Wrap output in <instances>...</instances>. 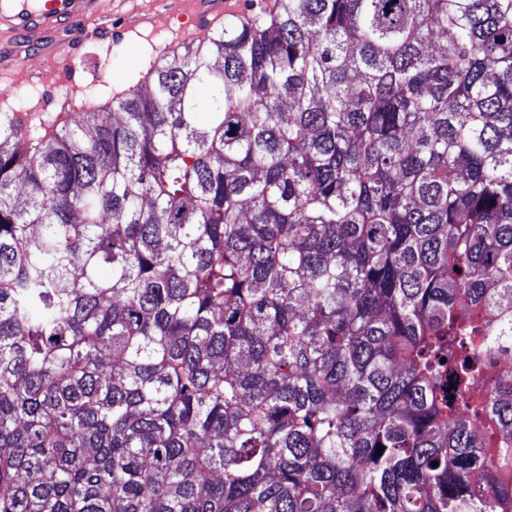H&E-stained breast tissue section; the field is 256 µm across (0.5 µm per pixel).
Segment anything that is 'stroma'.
Wrapping results in <instances>:
<instances>
[{"mask_svg":"<svg viewBox=\"0 0 512 512\" xmlns=\"http://www.w3.org/2000/svg\"><path fill=\"white\" fill-rule=\"evenodd\" d=\"M183 9L182 0H105L99 15L75 25L66 51L55 58L17 55L16 67L24 75L0 80V105L31 88L39 96L35 120L64 115L71 93L58 72L69 65L77 70L81 91L105 97L128 88L171 43Z\"/></svg>","mask_w":512,"mask_h":512,"instance_id":"stroma-1","label":"stroma"}]
</instances>
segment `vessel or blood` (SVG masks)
I'll list each match as a JSON object with an SVG mask.
<instances>
[{
  "label": "vessel or blood",
  "instance_id": "obj_1",
  "mask_svg": "<svg viewBox=\"0 0 512 512\" xmlns=\"http://www.w3.org/2000/svg\"><path fill=\"white\" fill-rule=\"evenodd\" d=\"M237 0H188L189 24L176 33L180 42L204 38L211 24L235 12ZM102 0H0V42H24L53 57L56 41L73 23L98 13Z\"/></svg>",
  "mask_w": 512,
  "mask_h": 512
}]
</instances>
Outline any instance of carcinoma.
<instances>
[{
	"label": "carcinoma",
	"mask_w": 512,
	"mask_h": 512,
	"mask_svg": "<svg viewBox=\"0 0 512 512\" xmlns=\"http://www.w3.org/2000/svg\"><path fill=\"white\" fill-rule=\"evenodd\" d=\"M276 2L0 108V512H512V0Z\"/></svg>",
	"instance_id": "1"
}]
</instances>
